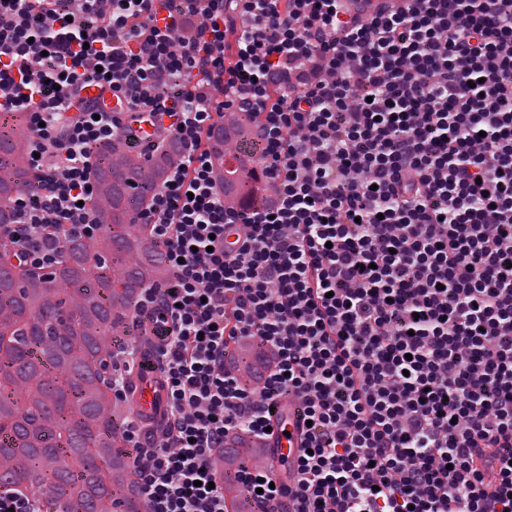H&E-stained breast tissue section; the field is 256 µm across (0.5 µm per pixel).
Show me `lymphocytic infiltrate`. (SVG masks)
<instances>
[{
	"mask_svg": "<svg viewBox=\"0 0 512 512\" xmlns=\"http://www.w3.org/2000/svg\"><path fill=\"white\" fill-rule=\"evenodd\" d=\"M0 112L31 178L0 238L42 271L102 222L99 144L177 145L135 217L167 263L138 301L160 434L122 426L150 512H224L230 481L253 512H512V0H0ZM290 397L289 476L225 477ZM247 132L242 131L235 136L236 145L229 143L224 139L219 142L211 143L209 141L208 148L211 151L213 157L217 161L218 168L224 179V186H236L237 189L246 187L245 177L238 169L235 155L239 148V142L246 136ZM236 153V154H235Z\"/></svg>",
	"mask_w": 512,
	"mask_h": 512,
	"instance_id": "obj_1",
	"label": "lymphocytic infiltrate"
}]
</instances>
